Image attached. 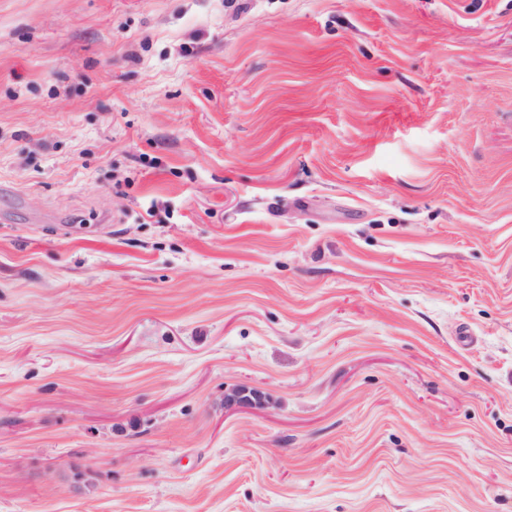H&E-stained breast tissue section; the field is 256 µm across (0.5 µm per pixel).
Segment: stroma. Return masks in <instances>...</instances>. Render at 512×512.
Here are the masks:
<instances>
[{"label": "stroma", "mask_w": 512, "mask_h": 512, "mask_svg": "<svg viewBox=\"0 0 512 512\" xmlns=\"http://www.w3.org/2000/svg\"><path fill=\"white\" fill-rule=\"evenodd\" d=\"M0 512H512V0H0Z\"/></svg>", "instance_id": "35a3bbf8"}]
</instances>
